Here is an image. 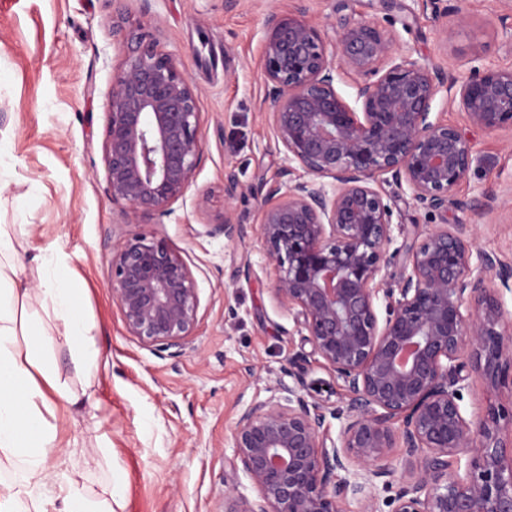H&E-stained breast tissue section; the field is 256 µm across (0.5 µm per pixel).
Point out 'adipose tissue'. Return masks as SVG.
<instances>
[{
	"label": "adipose tissue",
	"mask_w": 512,
	"mask_h": 512,
	"mask_svg": "<svg viewBox=\"0 0 512 512\" xmlns=\"http://www.w3.org/2000/svg\"><path fill=\"white\" fill-rule=\"evenodd\" d=\"M34 230L0 225V512H114L111 482L95 489L77 478L91 449H59L44 417L55 402L73 404L78 395L62 381L42 337L61 333L75 372L86 378L99 354L97 328L79 314L68 284L66 256L39 255V288L20 287L16 260Z\"/></svg>",
	"instance_id": "ef3b65f1"
}]
</instances>
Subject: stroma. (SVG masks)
Masks as SVG:
<instances>
[{
    "instance_id": "35a3bbf8",
    "label": "stroma",
    "mask_w": 512,
    "mask_h": 512,
    "mask_svg": "<svg viewBox=\"0 0 512 512\" xmlns=\"http://www.w3.org/2000/svg\"><path fill=\"white\" fill-rule=\"evenodd\" d=\"M336 0H0V224H32L23 281L38 283L35 255H66L79 311L97 326L100 367L88 398L56 403L49 420L61 448L102 446L112 470L89 461L90 484L112 479L114 512H224V491L256 492L241 470L232 430L239 413L266 400L289 367L331 407L344 390L271 293L276 270L260 238L266 192L281 182L282 147L265 118L259 58L265 14L274 9L325 23ZM347 12L393 26L412 59L450 67L512 68V0H450L448 18L422 0H346ZM142 27L195 85L203 150L195 178L170 211L132 219L113 201L103 160V103L126 54L112 24ZM447 39H439L440 29ZM442 120L466 129L484 167L456 190L457 204L425 213L395 196L402 230L472 224L477 246L512 260V134L468 126L463 112L437 104ZM237 181L234 239L211 233L207 216L224 210V179ZM497 192L491 212L464 201ZM209 195L200 214L198 193ZM136 234L165 240L196 280L198 322L179 350L130 336L109 280L114 245Z\"/></svg>"
}]
</instances>
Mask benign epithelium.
Listing matches in <instances>:
<instances>
[{"label": "benign epithelium", "mask_w": 512, "mask_h": 512, "mask_svg": "<svg viewBox=\"0 0 512 512\" xmlns=\"http://www.w3.org/2000/svg\"><path fill=\"white\" fill-rule=\"evenodd\" d=\"M335 10L325 25L271 11L260 57L264 109L281 144L284 181L262 205L261 240L277 269L273 297L295 312L314 353L342 381L334 409L305 388L278 385L244 409L232 431L256 498L224 512H512V263L477 249L471 224L404 236L398 288L382 275L394 243L392 195L427 211L448 205L482 214L496 194L471 203L457 187L479 163L472 142L435 115L458 106L487 132L512 131V69L475 67L463 82L399 52L397 36ZM112 83L103 158L112 200L134 216L165 213L193 183L202 150L198 94L172 54L134 29ZM355 76L353 108L336 88ZM237 184L211 232L233 238ZM495 272L499 286L487 283ZM109 288L128 333L146 346L180 347L198 320L196 281L177 250L141 234L112 250ZM385 317L379 318V303ZM490 396L468 412V380ZM340 421L327 441V416ZM402 451L394 479L386 463Z\"/></svg>", "instance_id": "obj_1"}]
</instances>
